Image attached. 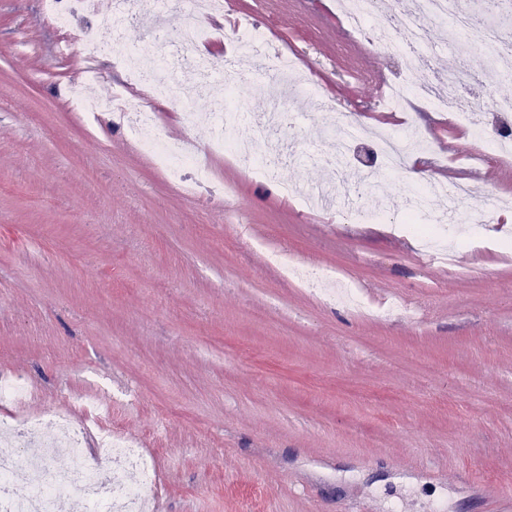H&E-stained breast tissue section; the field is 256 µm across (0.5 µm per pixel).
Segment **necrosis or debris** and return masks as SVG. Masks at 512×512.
Returning a JSON list of instances; mask_svg holds the SVG:
<instances>
[{"mask_svg": "<svg viewBox=\"0 0 512 512\" xmlns=\"http://www.w3.org/2000/svg\"><path fill=\"white\" fill-rule=\"evenodd\" d=\"M183 6V16L191 20L190 25L178 28L175 39L177 46L187 52L183 67H173L163 59L152 66L142 64L141 46L131 26L143 7L142 0H112L108 18L111 38H98L95 25L90 24L82 30L80 44L96 55L116 60L126 73L128 84H145L155 94L176 100L185 119L193 124L198 114L190 101L177 98L176 90L183 80L211 74L219 67L210 56L197 50L198 45L213 38L212 30L200 23L198 16L204 11L222 14L224 0H184ZM342 7L354 35L402 61V71L388 85V104L415 99L437 111L453 113L458 121L468 124L477 109H487L496 123L490 131L478 133L483 157H506L512 147V97L479 101L471 91L469 73L460 68L433 72L419 84L410 83L406 73L417 67H429L430 59L422 47L427 26L432 22L449 23L454 43L466 39L477 43L489 61V77L493 80L512 76V42L497 36L491 28L475 31L469 16L458 10L456 0H415L413 7L403 8L395 16L382 12L381 0H342ZM238 33L240 43L263 50L266 71L261 90L263 116L245 123L243 132L234 137L224 135L223 113L212 112L208 115L211 137L206 146L189 138L170 141L156 112L128 96V85L112 84L106 91H98L101 78L94 70L82 83L69 87L68 93L86 116L96 119L108 113L124 124L140 146L176 179L192 181L210 193L220 191L208 158L226 151L240 162L258 168L262 177L278 183L282 192L291 193L277 161L279 144L268 135L271 129L287 126L291 118L283 89L287 56L271 50L267 39L257 36L247 25H239ZM219 68L224 72L225 89H234L241 79L235 64L228 61ZM320 123L327 127L335 148L326 164L333 171H341L359 137L337 119L333 105H322ZM371 143L376 155L395 172L406 170L412 154L426 146L414 129L396 134L385 132L373 136ZM373 192L371 180L365 177L355 182L328 184L317 194H303L302 199L317 201L327 210L343 205L347 219L353 221L386 217V210L368 205ZM47 421L53 425L56 436L45 443L39 456L0 457V512H64L74 499L82 512H150L149 505L155 500L154 480L136 445L116 438L111 426L98 414L87 423L67 413L53 412ZM62 452L71 461L66 471L57 466V457ZM33 470L41 475V483L36 487L28 482V474Z\"/></svg>", "mask_w": 512, "mask_h": 512, "instance_id": "1", "label": "necrosis or debris"}]
</instances>
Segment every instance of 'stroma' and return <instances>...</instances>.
I'll list each match as a JSON object with an SVG mask.
<instances>
[{"label": "stroma", "instance_id": "35a3bbf8", "mask_svg": "<svg viewBox=\"0 0 512 512\" xmlns=\"http://www.w3.org/2000/svg\"><path fill=\"white\" fill-rule=\"evenodd\" d=\"M300 60L312 89L280 131L284 178L327 180L331 141L310 123L322 101L370 133L414 123L431 150L419 171L372 166L379 200L464 180L479 223L453 264H430L413 225L349 223L280 194L229 156L211 199L173 182L131 133L63 105L85 58L61 54L42 0H0V370L24 380L18 409L108 413L143 446L155 512H500L512 484V162L475 156L465 127L418 101L385 113L392 64L355 38L336 0H225ZM237 110L259 107L261 65L233 33ZM61 243L81 266L50 252ZM283 254L354 285L348 307L288 277Z\"/></svg>", "mask_w": 512, "mask_h": 512}]
</instances>
